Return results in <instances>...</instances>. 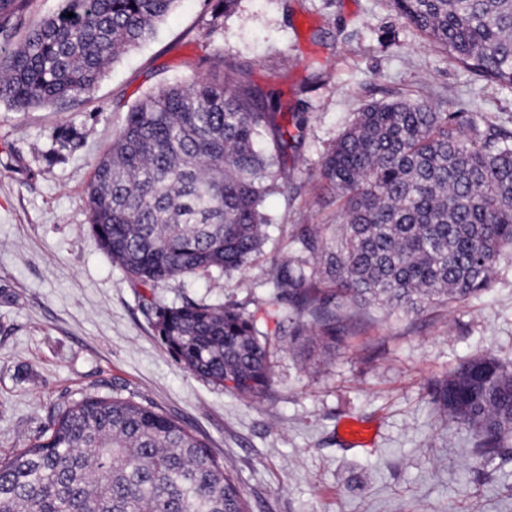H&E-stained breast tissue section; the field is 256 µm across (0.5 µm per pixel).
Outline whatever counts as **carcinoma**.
I'll return each instance as SVG.
<instances>
[{"mask_svg":"<svg viewBox=\"0 0 512 512\" xmlns=\"http://www.w3.org/2000/svg\"><path fill=\"white\" fill-rule=\"evenodd\" d=\"M177 0H62L0 58V105L61 106L148 40ZM237 0H215L211 29ZM30 0H0V29ZM448 57L512 88V0H394ZM73 17H67V13ZM305 118L232 75L162 85L135 102L93 166L90 224L137 282L238 271L261 252L266 198L285 186ZM461 112L420 100L355 113L323 154L340 228H300L320 260L273 261L272 310L187 300L154 306L161 342L190 373L245 398L269 388L265 317L313 352L341 340L370 306L419 314L490 286L512 248V131H464ZM433 400L468 428L484 461L512 446V362L480 355L439 380ZM0 512H251L235 477L187 425L120 396L58 408L24 448L0 456Z\"/></svg>","mask_w":512,"mask_h":512,"instance_id":"cac0c4a2","label":"carcinoma"}]
</instances>
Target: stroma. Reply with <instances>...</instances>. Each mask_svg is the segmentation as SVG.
Here are the masks:
<instances>
[{
    "mask_svg": "<svg viewBox=\"0 0 512 512\" xmlns=\"http://www.w3.org/2000/svg\"><path fill=\"white\" fill-rule=\"evenodd\" d=\"M60 0H32L0 30V55ZM210 0H179L154 36L65 106L0 107V455L23 447L62 404L118 394L206 439L252 512H512V447L473 459L471 436L436 408L433 384L475 354L512 361V250L470 302L417 316L370 308L326 357L308 359L266 326L272 382L257 400L196 377L162 346L148 303L191 299L254 311L272 260L302 255L298 227L333 223L324 150L373 102L420 99L464 113L472 131L512 130V89L428 45L391 0H239L211 30ZM284 92L306 112L288 184L268 196L261 253L230 276L134 281L92 234L93 164L131 105L158 86L214 69ZM67 148L51 153L62 128ZM373 432L348 444L345 419Z\"/></svg>",
    "mask_w": 512,
    "mask_h": 512,
    "instance_id": "obj_1",
    "label": "stroma"
}]
</instances>
